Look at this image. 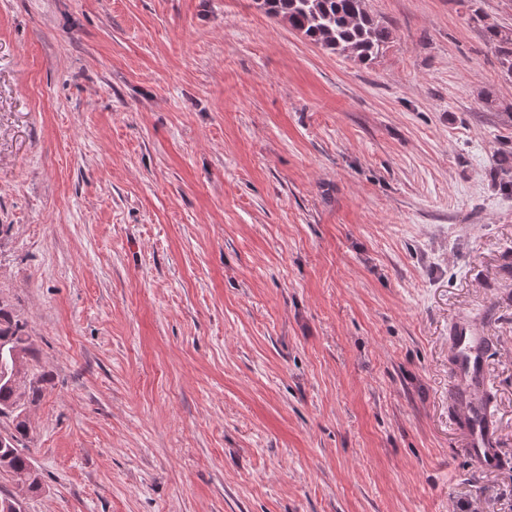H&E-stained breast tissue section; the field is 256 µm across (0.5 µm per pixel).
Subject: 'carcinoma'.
Returning a JSON list of instances; mask_svg holds the SVG:
<instances>
[{"instance_id":"carcinoma-1","label":"carcinoma","mask_w":512,"mask_h":512,"mask_svg":"<svg viewBox=\"0 0 512 512\" xmlns=\"http://www.w3.org/2000/svg\"><path fill=\"white\" fill-rule=\"evenodd\" d=\"M260 7L310 42L333 53H351L362 63L376 58L393 35L388 25L368 11L366 0H261ZM484 36L497 48L506 75L512 77V29L488 25ZM30 354L25 324L0 302V376L15 377L13 384L0 381V417L10 416L13 421V432L0 435V471L34 495L42 491L41 476L20 448L29 434L23 413L42 397L41 378L29 379L25 372Z\"/></svg>"}]
</instances>
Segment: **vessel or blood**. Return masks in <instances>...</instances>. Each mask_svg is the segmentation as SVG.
Returning a JSON list of instances; mask_svg holds the SVG:
<instances>
[{"label":"vessel or blood","mask_w":512,"mask_h":512,"mask_svg":"<svg viewBox=\"0 0 512 512\" xmlns=\"http://www.w3.org/2000/svg\"><path fill=\"white\" fill-rule=\"evenodd\" d=\"M449 361L454 372V422L467 437V451L482 470L503 463L498 446L496 416L488 400L485 362L490 343L469 321L456 322L449 333Z\"/></svg>","instance_id":"vessel-or-blood-1"}]
</instances>
